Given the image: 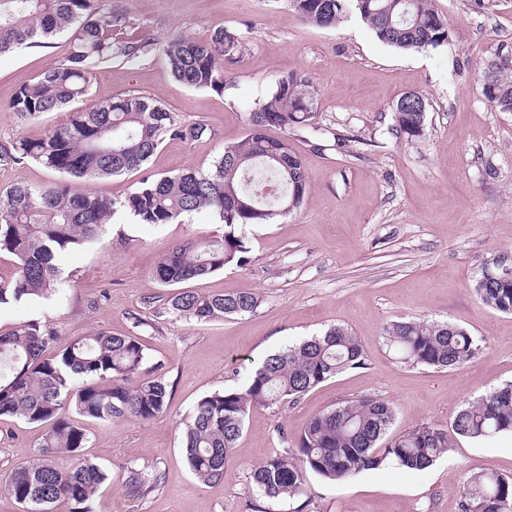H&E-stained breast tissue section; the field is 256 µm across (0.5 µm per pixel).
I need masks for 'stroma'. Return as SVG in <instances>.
Returning a JSON list of instances; mask_svg holds the SVG:
<instances>
[{
  "label": "stroma",
  "mask_w": 512,
  "mask_h": 512,
  "mask_svg": "<svg viewBox=\"0 0 512 512\" xmlns=\"http://www.w3.org/2000/svg\"><path fill=\"white\" fill-rule=\"evenodd\" d=\"M134 22L131 36L163 43L207 38L215 29L245 34L247 48L228 64L224 92L175 80L158 48L149 57L115 60L97 73L84 101L24 122L9 109L16 90L57 65L68 34L0 55V142L39 138L71 113L124 93L160 99L182 121L207 123L211 138L168 139L148 170L170 176L208 167L225 145L241 141L249 116L283 75L304 70L318 89L309 127L289 132L306 175L303 204L271 224L243 226L248 261L189 282L201 294L253 291V313L211 322L162 314L171 294L154 278L177 242L223 232L210 212L159 226L119 213L99 240L58 260L62 279L47 298L0 307V331L51 322L62 338L98 329L136 333L149 359L173 385L170 407L153 421L86 422L85 456L115 479L103 512H253L252 469L334 404L377 395L392 404V434L426 422L451 424L465 401L512 381V315L482 306L473 286L497 258L512 263V112L489 106L477 72L512 58V0H436L448 21L447 46L401 51L380 42L357 17L333 28L304 21L290 0H109ZM407 92L430 103L424 135L408 141L393 128ZM340 134L355 136L349 150ZM144 321L133 328L131 314ZM451 322L477 337L483 351L468 363L436 369L404 362L386 346L394 321ZM332 325L361 341L363 367L340 373L285 407L250 411L224 478L204 484L188 470L179 424L204 394L242 387L263 359ZM41 427L0 419V480L33 459ZM157 466L165 480L143 500L127 496V467ZM512 476V433L475 441L458 437L430 468L389 464L343 482L310 477L306 505L289 500L271 512H460L467 471Z\"/></svg>",
  "instance_id": "35a3bbf8"
}]
</instances>
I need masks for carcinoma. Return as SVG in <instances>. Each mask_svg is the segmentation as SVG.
Returning <instances> with one entry per match:
<instances>
[{
	"label": "carcinoma",
	"instance_id": "1",
	"mask_svg": "<svg viewBox=\"0 0 512 512\" xmlns=\"http://www.w3.org/2000/svg\"><path fill=\"white\" fill-rule=\"evenodd\" d=\"M305 21L331 28L350 14L378 40L400 50L448 44V23L435 0H291ZM130 21L105 7V0H0V53L35 39L41 44L70 33L71 49L57 66L16 91L9 109L34 119L85 98L98 69L116 59L148 56L154 43L124 36ZM245 49L243 36L220 28L204 40L177 37L166 42L170 74L193 89L224 91V65ZM482 95L501 112H512V63L484 62L478 77ZM316 88L304 71L281 77L250 114L249 132L224 147L206 171L190 169L159 179L146 177L120 201L80 190L73 183L121 176L142 169L167 137L196 142L212 135L208 124H186L152 96L124 94L77 112L70 122L37 139L0 143V165L25 160L41 164L66 181L43 186L16 184L0 197V254L14 259L11 280L0 281V306L46 298L60 274L56 254L96 240L119 211L139 224H171L209 209L224 232L174 245L159 261L155 277L178 286L247 262L238 229L269 224L303 202V162L288 139L272 137L309 124ZM427 102L403 95L394 108L401 137L423 136ZM479 302L512 314V280L481 272L474 285ZM259 297L249 291L200 295L183 290L164 304L174 320L215 321L254 312ZM386 345L413 364L448 368L477 357L480 340L448 322L400 321L384 328ZM58 331L27 322L0 334V417L20 418L44 429L35 458L15 467L0 491L23 512H98V492L112 484V471L85 458L87 430L66 410L92 420L149 423L168 408L172 389L160 363L149 364L135 335L100 329L74 336L57 347ZM356 336L336 325L319 336L268 355L241 389L201 397L179 424L181 448L191 473L211 484L224 467L256 406H285L349 369L364 366ZM395 421L391 404L378 396L343 401L312 417L282 451L259 463L251 490L273 505L295 500L314 474L330 482L392 462L424 470L449 451L448 435L474 440L512 433V382L489 389L463 404L451 426L426 422L385 441ZM164 474L156 467H130L124 484L135 499L159 490ZM461 512H512V477L488 471L469 473L459 488Z\"/></svg>",
	"mask_w": 512,
	"mask_h": 512
}]
</instances>
